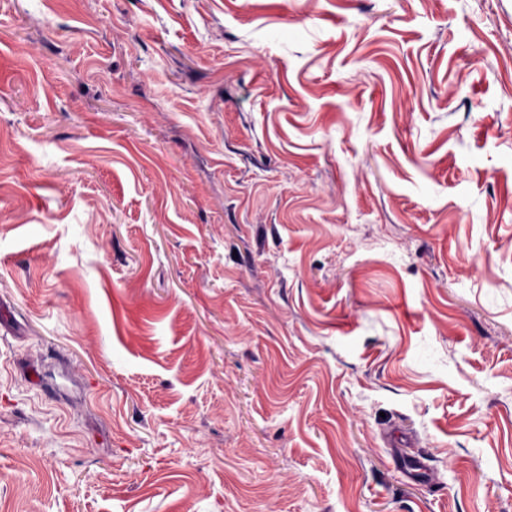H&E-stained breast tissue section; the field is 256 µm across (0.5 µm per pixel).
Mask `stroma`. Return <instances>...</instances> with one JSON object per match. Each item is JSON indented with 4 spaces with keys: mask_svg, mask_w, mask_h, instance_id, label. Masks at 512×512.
I'll return each mask as SVG.
<instances>
[{
    "mask_svg": "<svg viewBox=\"0 0 512 512\" xmlns=\"http://www.w3.org/2000/svg\"><path fill=\"white\" fill-rule=\"evenodd\" d=\"M0 512H512V0H0Z\"/></svg>",
    "mask_w": 512,
    "mask_h": 512,
    "instance_id": "obj_1",
    "label": "stroma"
}]
</instances>
